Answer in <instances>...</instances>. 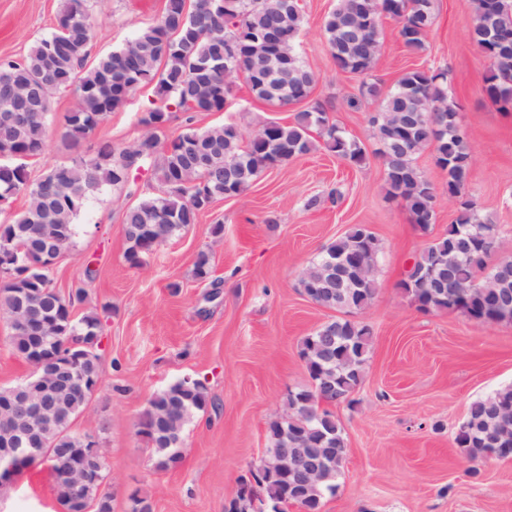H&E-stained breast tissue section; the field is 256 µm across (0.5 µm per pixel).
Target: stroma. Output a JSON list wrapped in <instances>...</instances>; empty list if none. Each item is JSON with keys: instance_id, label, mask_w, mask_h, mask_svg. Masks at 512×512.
<instances>
[{"instance_id": "1", "label": "stroma", "mask_w": 512, "mask_h": 512, "mask_svg": "<svg viewBox=\"0 0 512 512\" xmlns=\"http://www.w3.org/2000/svg\"><path fill=\"white\" fill-rule=\"evenodd\" d=\"M336 3H303L297 51L316 76L309 101L279 107L241 81L224 111L191 118L171 112L166 134L176 136L189 123L200 129L234 123L248 134L271 121L294 122L310 102L320 101L365 146L364 165L352 166L319 146L266 169L246 191L214 202L197 224L133 267L125 259L123 215L157 194L159 185L146 170L135 194L107 186L85 204L73 247L54 267L59 291H87L76 317L95 314L103 323V380L72 430L100 438L112 512H130L128 495L135 490L152 499L154 512H224L240 476L269 448L268 424L282 413L288 392L309 384L301 339L332 316L303 294L299 273L356 224L366 225L382 246L376 294L353 315L370 326L372 344L354 404L330 407L348 451L338 488L321 512H512V459L472 461L455 444L469 404L512 385V323L423 313L399 288L409 260L446 232L456 205L428 151L416 165L437 188L434 224L421 230L403 206L387 199L370 124L380 102L367 94L362 77L336 67L323 35V19ZM164 4L98 0L102 21L92 57L124 46L159 19ZM61 5L0 0V59L22 58L51 32ZM473 7V0H433L434 23L417 54L401 44L396 21L382 18V50L370 76L388 88L412 69L447 70L448 95L476 156L465 191L494 218L500 252L512 257V111H501L483 91L488 62L470 38ZM154 99L153 86L138 88L74 148L61 138L74 101L57 95L47 117V152L27 162L31 178L97 141L130 142ZM313 197L320 204L311 208ZM218 224L223 231L216 236ZM201 252L210 255L221 282L218 298L193 276ZM89 267L96 271L91 280ZM187 378L203 382L214 405L187 426L181 465L160 473L135 424L152 395ZM0 512H61L47 465L0 488Z\"/></svg>"}]
</instances>
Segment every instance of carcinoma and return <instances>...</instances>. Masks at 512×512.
<instances>
[{
    "label": "carcinoma",
    "instance_id": "obj_1",
    "mask_svg": "<svg viewBox=\"0 0 512 512\" xmlns=\"http://www.w3.org/2000/svg\"><path fill=\"white\" fill-rule=\"evenodd\" d=\"M210 0H165L161 17L141 29L121 49L91 62L90 45L99 18L92 0H63L56 27L35 41L19 60L0 61V207L25 194L27 208L10 224H0V250L26 248L34 240L63 255L71 248L75 218L85 202L103 186L136 191L128 168L142 153L150 155L160 194L126 208L123 215L125 254L132 267L167 239L197 223L206 205L248 189L265 169L310 152L311 131H319L325 149L347 163L360 166L367 160L362 144L330 118L328 108L315 104L298 114L292 123L271 122L275 146L259 140L263 130L244 139L240 128L220 124L198 129L191 125L177 136L164 135L171 109L185 112H222L235 80L244 77L259 99L288 106L309 98L314 74L296 52L303 28V6L287 8L282 0H237L236 12L209 10ZM207 15L203 26L180 23L185 5ZM470 36L489 59L483 76L484 93L502 110L512 109V48L495 51L479 27L494 14L498 30L512 36V0H474ZM399 23L398 34L411 53L424 50L433 25L432 0H338L326 16L323 32L336 67L346 73L367 76L381 51V16ZM236 45L230 69L192 77L215 60H224L227 41ZM448 72L411 70L384 90L366 85L369 95L381 99L380 111L370 123L380 148L377 155L385 172L387 198L401 204L412 222L425 230L435 222L437 191L434 183L415 165L425 149L448 179V194L461 195V170L475 162L467 134L455 125L456 104L448 98ZM154 86L156 99L139 119L140 134L124 145L98 142L89 155L77 154L47 167L32 181L24 160L44 153L47 147L46 116L52 99L66 92L76 98V108L65 116L62 139L80 143L121 107L136 88ZM25 106L30 119L22 126L5 117ZM499 247V227L472 199L457 207L448 231L414 257V273L431 271L436 258L448 257V268L432 288L402 280L399 287L422 312L459 311L480 324L512 322V269L494 258ZM381 253L378 238L358 224L326 247L300 273L306 295L317 287L315 304L342 312L303 337L300 356L310 384L288 392V420H272L268 436L272 448L286 466L306 470L318 460L323 466L317 481L304 478L286 481L280 470L267 472L261 483L268 508L298 501L310 512H319L326 495L335 492L347 454V441L333 413L319 406L315 387L330 383L333 403L354 402L353 394L363 381L372 343L369 325L347 315L370 305L376 292L375 269ZM52 268H10L0 276V315L12 320L22 302L41 309L49 317L44 335L50 349L67 354L78 345L86 385L70 386L60 405L43 428L46 454L37 463L48 464L57 500L63 512H75V498L97 503V512H112V496L105 490L108 465L100 479L78 490L62 478V465L76 461L63 448L84 447L85 436L71 430L74 420L88 409L92 389L101 382L102 323L95 315L77 320L75 306L85 292L67 294L52 284ZM194 276L214 289L211 257L197 255ZM210 399L199 380L180 381L155 393L139 417L137 434L155 450V468L170 461L179 466L178 455L186 426L192 417L207 410ZM455 443L471 460L512 457V385L474 400L459 426Z\"/></svg>",
    "mask_w": 512,
    "mask_h": 512
}]
</instances>
